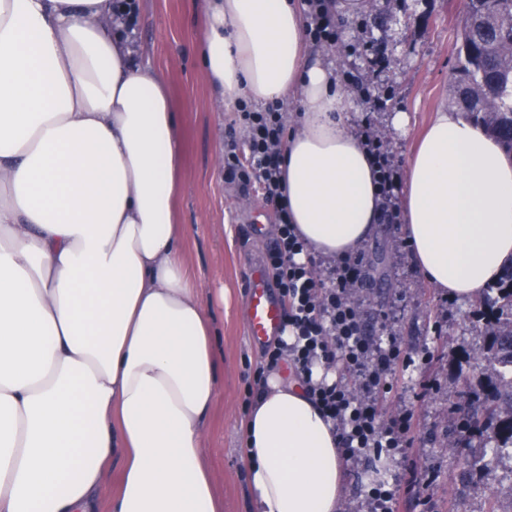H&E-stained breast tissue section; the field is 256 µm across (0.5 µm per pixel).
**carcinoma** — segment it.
Listing matches in <instances>:
<instances>
[{
	"mask_svg": "<svg viewBox=\"0 0 512 512\" xmlns=\"http://www.w3.org/2000/svg\"><path fill=\"white\" fill-rule=\"evenodd\" d=\"M458 34L454 103L464 118L483 127L512 156V0H468ZM487 311L489 340L481 360L488 374L465 381L458 395L468 411L458 434L487 438L493 452L512 450V263L493 293L475 301Z\"/></svg>",
	"mask_w": 512,
	"mask_h": 512,
	"instance_id": "carcinoma-1",
	"label": "carcinoma"
}]
</instances>
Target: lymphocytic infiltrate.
<instances>
[{
	"label": "lymphocytic infiltrate",
	"mask_w": 512,
	"mask_h": 512,
	"mask_svg": "<svg viewBox=\"0 0 512 512\" xmlns=\"http://www.w3.org/2000/svg\"><path fill=\"white\" fill-rule=\"evenodd\" d=\"M327 2L301 0V6L307 37L332 45L339 33L336 15ZM237 119L239 132L229 133L224 140V173L253 185L276 211V235L266 265L284 305L282 325L293 333L292 342L277 339L266 344L263 362L254 370L255 381H262L266 369L289 364L305 384L311 401L337 429L348 459L377 460L409 447L415 429L412 413L383 420L379 398L392 371L409 364L410 359L397 339L383 345L364 331L361 305L352 296L353 288L363 281L361 257L354 255L337 263L327 278H320L305 240L288 222L279 167L288 123L282 102L259 108L242 106ZM359 138L376 167L383 216L387 223H398L395 190L399 169L380 136L366 129L360 131ZM317 364L356 377L357 388L342 380H313L312 368Z\"/></svg>",
	"instance_id": "f902f5d3"
}]
</instances>
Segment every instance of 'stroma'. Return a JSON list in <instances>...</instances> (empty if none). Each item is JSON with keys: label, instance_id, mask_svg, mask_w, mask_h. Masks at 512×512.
Masks as SVG:
<instances>
[{"label": "stroma", "instance_id": "1", "mask_svg": "<svg viewBox=\"0 0 512 512\" xmlns=\"http://www.w3.org/2000/svg\"><path fill=\"white\" fill-rule=\"evenodd\" d=\"M372 7L340 19L336 46H311L314 54L341 58L339 76L350 77L351 127L370 124L389 139L399 166H406L415 138L434 112L453 107L452 76L463 0H370ZM134 26L141 51L164 78L180 118L183 145L177 223L183 247L205 298L223 290L214 308L216 348L223 364L221 394L207 427L204 455L224 495V512H251L242 464V422L252 383L250 365L261 344L247 333V259L264 263L277 217L255 188L224 176V138L236 115L223 111L198 54L204 34L202 0H135ZM387 17L372 23L373 10ZM407 113L409 127L390 118ZM367 331L394 334L410 353V366L397 367L392 388L380 400L384 418L413 410L417 434L410 448L378 461L347 464L342 512H370L367 487L378 479L406 489V512H486L495 499L499 512H512V461L488 460L479 438L450 439L448 429L464 415L458 397L462 376L472 374L473 355L486 339V322L473 303L431 288L412 265L402 227L378 224L360 248ZM436 390L423 392L426 381ZM486 461L482 474L464 473L458 452Z\"/></svg>", "mask_w": 512, "mask_h": 512}]
</instances>
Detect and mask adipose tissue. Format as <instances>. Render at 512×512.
Instances as JSON below:
<instances>
[{"label":"adipose tissue","mask_w":512,"mask_h":512,"mask_svg":"<svg viewBox=\"0 0 512 512\" xmlns=\"http://www.w3.org/2000/svg\"><path fill=\"white\" fill-rule=\"evenodd\" d=\"M115 0H0V512H223L204 456L220 394L212 305L175 222L179 119ZM210 84L284 100L281 171L310 253L353 254L380 221L372 161L335 62L296 0H204ZM414 267L476 299L512 262V158L435 112L401 199ZM253 512H339V438L298 382L268 372L243 423Z\"/></svg>","instance_id":"adipose-tissue-1"}]
</instances>
